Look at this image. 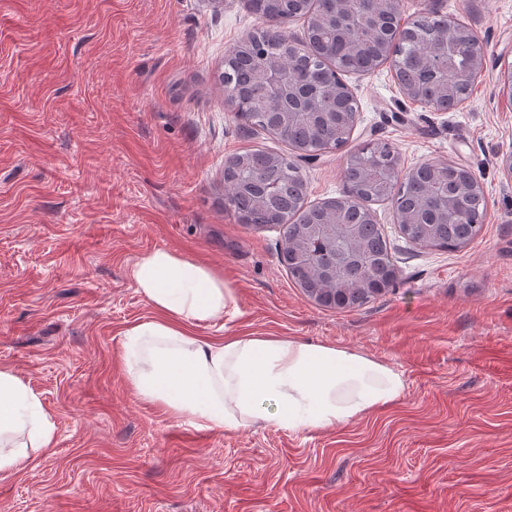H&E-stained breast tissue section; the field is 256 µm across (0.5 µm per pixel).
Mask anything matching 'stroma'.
<instances>
[{
    "label": "stroma",
    "mask_w": 512,
    "mask_h": 512,
    "mask_svg": "<svg viewBox=\"0 0 512 512\" xmlns=\"http://www.w3.org/2000/svg\"><path fill=\"white\" fill-rule=\"evenodd\" d=\"M482 42L458 108L406 97L389 65L345 75L352 140L403 168L472 169L482 230L455 250L401 236L397 267L354 310L317 305L282 232L224 207V162L285 143L224 103L225 52L257 27L244 0H0V369L39 393L53 448L0 474V512H512V0H443ZM309 202L346 190L345 150L299 159ZM167 249L209 262L236 308L197 335L361 352L402 373L395 404L333 429L199 430L138 397L123 331L153 317L129 270Z\"/></svg>",
    "instance_id": "obj_1"
}]
</instances>
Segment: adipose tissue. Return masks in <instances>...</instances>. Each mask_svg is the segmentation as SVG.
<instances>
[{
    "instance_id": "adipose-tissue-1",
    "label": "adipose tissue",
    "mask_w": 512,
    "mask_h": 512,
    "mask_svg": "<svg viewBox=\"0 0 512 512\" xmlns=\"http://www.w3.org/2000/svg\"><path fill=\"white\" fill-rule=\"evenodd\" d=\"M130 277L154 316L123 333L129 378L138 397L162 405L201 430L251 425L322 431L397 402L402 376L361 353L267 336L211 341L196 326L223 319L234 291L209 264L166 249L143 254ZM0 473H15L31 451L52 447L55 425L39 395L17 373L0 369Z\"/></svg>"
}]
</instances>
